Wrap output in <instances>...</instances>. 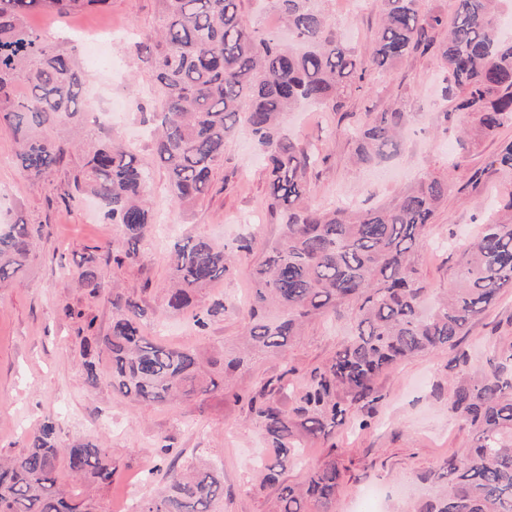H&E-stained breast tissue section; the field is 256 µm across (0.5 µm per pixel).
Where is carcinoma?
Segmentation results:
<instances>
[{"label":"carcinoma","instance_id":"carcinoma-1","mask_svg":"<svg viewBox=\"0 0 512 512\" xmlns=\"http://www.w3.org/2000/svg\"><path fill=\"white\" fill-rule=\"evenodd\" d=\"M242 0H161L162 22L141 35L154 80L152 147L166 169L171 200L192 205L209 189L224 149L244 120L266 162L268 211L278 217L280 238L268 246L253 272L245 342L284 358L316 317L347 311L355 332L335 355L311 371L300 389L285 376L266 381L247 401L248 417L260 428L266 452L260 487L276 491L274 512H334L340 471L333 461L311 468L297 484L281 480L297 461L306 439L325 438L348 416V404L379 400L375 380L400 361L436 355L458 344L470 326L512 288V222L489 219L460 252L456 286L436 296L420 277L415 254L435 213L448 197L446 176H431L392 201L369 209L315 207L308 201L311 146L284 134L283 113L303 104L337 111L345 93L372 72L384 73L417 53L436 56L452 88V111L472 119L486 137L512 124V37L501 27V0H456L453 23L424 14L419 0H381L374 50L358 59L312 0H273L288 24L289 40L260 34L243 20ZM110 0H0V124L18 150L20 172L39 179L53 173L73 149L84 164L74 178L103 203V220L116 225L127 243L125 256L154 223L151 171L129 147L114 140L83 144L54 136L63 122L80 126L87 113L79 100L86 73L67 49L30 28L37 12L67 15L105 9ZM444 29L434 45L429 33ZM407 113L368 112L356 129L359 164L398 151ZM492 165L512 171V139L500 143ZM32 225H0V284L14 280L33 252ZM252 239L230 247L202 236L178 239L170 253L176 284L167 306L180 310L232 269L235 256L249 254ZM82 283L100 288L94 257L80 272ZM224 312L216 301L194 315L204 329ZM155 312L140 299L116 294L112 329L92 333L85 323L80 352L87 382L101 379L96 356L112 365L107 379L134 403H172L203 397L217 384L202 374L193 349H176L144 334ZM512 342L497 348L480 370L459 355L448 363L452 400L448 411L468 426L471 440L460 456L443 460L441 494L417 512H512ZM292 398L291 406L280 400ZM64 458L73 479L112 485L119 464L97 439L63 448L56 423L46 419L18 454L0 458V512H88L84 500L67 495L57 478ZM224 499V481L212 467H168L157 495L136 512H213Z\"/></svg>","mask_w":512,"mask_h":512}]
</instances>
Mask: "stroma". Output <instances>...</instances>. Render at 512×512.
<instances>
[{
  "label": "stroma",
  "mask_w": 512,
  "mask_h": 512,
  "mask_svg": "<svg viewBox=\"0 0 512 512\" xmlns=\"http://www.w3.org/2000/svg\"><path fill=\"white\" fill-rule=\"evenodd\" d=\"M319 6L355 54H371L379 0H357L353 5L348 0H320ZM160 16V0H111L102 11L87 9L64 17L37 14L30 19L49 39L64 41L88 75L82 109L93 116V123L80 132L61 124L55 135L88 141L118 137L129 144L140 163L153 170L156 224L140 241L136 261L116 265L113 255L121 240L117 227L103 223L97 199L72 190L81 153H73L66 165L33 182L15 167V144L0 128V222L20 220L42 229L27 269L0 288V456L17 453L24 437L49 416L56 421L62 444L96 438L119 463L108 488L61 477L66 490L89 500L92 512H132L137 500L153 496L162 485L161 465L167 456L182 465L203 459L217 467L224 477V498L215 512H272L273 490L255 487L263 438L235 397L287 369L293 370L294 380L304 381L307 371L342 346L351 320L345 311L313 319L287 358L257 353L229 376L223 364L210 363L213 353L239 352L253 267L278 238L280 226L266 210L263 161L242 124L224 150L207 195L186 208L170 202L165 172L156 167L152 143L142 135L151 125V72L129 49L133 35L157 27ZM108 24L117 32L103 58L92 60L84 37ZM443 76L434 53L418 54L385 74L367 77L341 111L306 107L283 118L286 132L297 140L329 145L309 173L310 197L319 206L353 202L370 207L389 202L429 176H449L451 189L417 253L422 280L438 292L453 285L452 247H464L479 225L497 212L501 196L512 190V173L491 164L500 141L512 139V125H504L494 137L470 132L468 150L460 151L452 129L467 119L451 113ZM135 96L141 97V107L131 106ZM395 108L409 115L400 150L369 167L354 165V129L366 113ZM457 155L460 167L449 170V161ZM188 235L227 245L241 236L254 238L253 252L239 257L224 279L199 296L203 306L224 304L223 313L202 332L194 327L191 311H170L165 302L172 277L170 245L174 238ZM89 255L96 258L100 283L94 294L70 275ZM116 292L137 295L155 310L148 335L172 347L194 349L217 390L201 399L161 406L131 402L105 381L89 386L78 329L88 318L96 335L109 334ZM67 306L75 317L65 316ZM511 341L512 289L506 288L455 352L411 357L382 373L376 381L379 400L357 405L347 423L328 438L309 440L298 465L285 473L286 482H301L309 467L333 459L341 471L337 512H361L364 493L372 487L380 490L376 512H415L420 501L437 492L430 475L470 440L469 431L448 412L449 360L456 352L466 355L475 369L485 364L493 347ZM166 445L171 448L167 454L162 451Z\"/></svg>",
  "instance_id": "1"
}]
</instances>
